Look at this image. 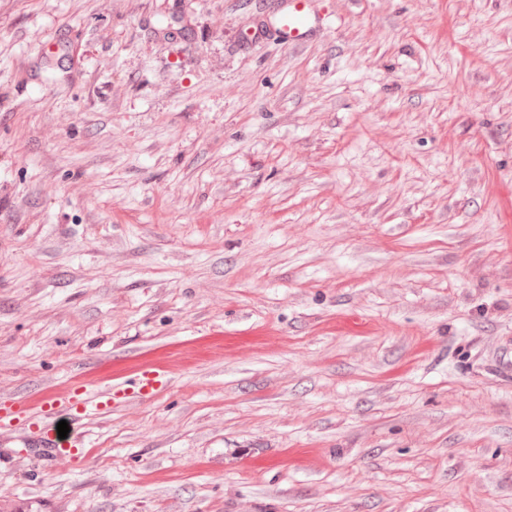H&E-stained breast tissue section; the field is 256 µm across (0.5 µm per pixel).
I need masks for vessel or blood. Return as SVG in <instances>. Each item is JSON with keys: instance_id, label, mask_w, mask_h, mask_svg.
I'll use <instances>...</instances> for the list:
<instances>
[{"instance_id": "1", "label": "vessel or blood", "mask_w": 512, "mask_h": 512, "mask_svg": "<svg viewBox=\"0 0 512 512\" xmlns=\"http://www.w3.org/2000/svg\"><path fill=\"white\" fill-rule=\"evenodd\" d=\"M322 24L310 0H286L277 18V32L289 45L302 46ZM170 381L169 367L153 364L136 370L131 377L104 386L88 381L67 384L51 392H37L29 396L28 404L31 412L41 417L56 414L71 419L84 418L109 408L147 402ZM35 445L53 458L68 461L78 458L83 448L82 442L61 439L48 432L39 437Z\"/></svg>"}]
</instances>
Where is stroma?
I'll use <instances>...</instances> for the list:
<instances>
[{
    "label": "stroma",
    "instance_id": "obj_1",
    "mask_svg": "<svg viewBox=\"0 0 512 512\" xmlns=\"http://www.w3.org/2000/svg\"><path fill=\"white\" fill-rule=\"evenodd\" d=\"M0 0V512H512V0ZM284 1L287 2L277 18V32L291 46L305 45L324 20L311 8V0ZM170 381V368L153 364L136 370L131 377L105 386L88 381L67 384L52 392H37L29 396L28 404L30 411L41 418L56 414L73 420L96 415L109 408L147 402ZM84 444L85 442L83 441H70L68 437L66 439H59L57 432L55 434L45 432L36 441H30L25 446L43 448L45 453L53 458L74 461L81 455Z\"/></svg>",
    "mask_w": 512,
    "mask_h": 512
}]
</instances>
